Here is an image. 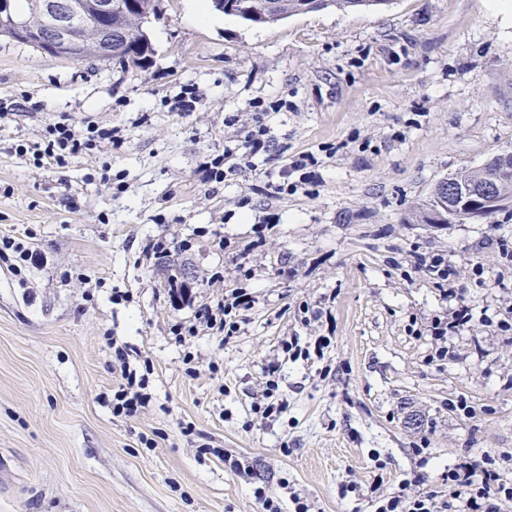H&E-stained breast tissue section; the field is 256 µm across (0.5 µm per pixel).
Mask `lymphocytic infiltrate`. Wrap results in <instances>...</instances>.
<instances>
[{"label": "lymphocytic infiltrate", "mask_w": 512, "mask_h": 512, "mask_svg": "<svg viewBox=\"0 0 512 512\" xmlns=\"http://www.w3.org/2000/svg\"><path fill=\"white\" fill-rule=\"evenodd\" d=\"M252 108L253 125L243 128L233 139L225 141L224 157L247 167L252 166L254 157H263L267 165L265 186L268 193L273 196L287 193L289 170H304L308 164L313 163L314 158L306 153L295 158L290 167H277L274 143L263 120L268 109L260 100L254 101ZM46 131L45 144L34 146L33 153L38 160L56 166L64 165L66 157L90 152L98 144L111 141L115 134L111 127L83 129L77 122L67 119L49 124ZM255 302V296L246 289H233L216 302L200 304L192 320L176 322L170 331L180 343L196 337L203 328L222 333L225 338H233L241 330L239 313L252 309ZM473 320L476 319L470 308L464 304L439 311L428 319L423 333L438 342V359L443 360L448 356L445 346L448 337L469 327ZM114 353L120 380L112 398V413L116 416H130L149 401L146 377L131 362L126 348L116 347ZM309 354V348L300 346L298 341L292 339L282 342L276 353L267 360L264 367L263 400L256 406L264 418L279 416L287 409V403L279 393L283 357L303 358ZM444 480L450 489L449 498H438L432 492L410 495L401 491L380 499L375 512H504L505 507L512 505V481L501 479L495 460L490 456H483L478 466L462 463L449 468Z\"/></svg>", "instance_id": "1"}]
</instances>
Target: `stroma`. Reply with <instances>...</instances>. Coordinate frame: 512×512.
Wrapping results in <instances>:
<instances>
[{"label": "stroma", "mask_w": 512, "mask_h": 512, "mask_svg": "<svg viewBox=\"0 0 512 512\" xmlns=\"http://www.w3.org/2000/svg\"><path fill=\"white\" fill-rule=\"evenodd\" d=\"M149 37L140 67L0 37V104H32L0 122V238L39 257L19 273L0 260V512H259V489L283 512L297 497L374 512L403 488L448 498V467L512 451V339L476 323L441 361L409 326L447 305L417 252L447 251L474 315L512 304V266L491 244L512 234V210L406 221L439 181L512 151V0H391L275 25L164 0ZM188 82L195 110H170ZM269 98L288 103L265 117L285 159L336 144L319 184L270 196L259 168L202 182L235 133L225 116ZM65 116L121 126L124 142L38 165L33 143ZM151 240L175 264L146 257ZM173 270L199 303L254 292L238 336L175 341L193 312L169 294ZM293 336L332 343L324 360H284L288 410L261 418L263 368ZM112 337L152 369L132 417L112 414Z\"/></svg>", "instance_id": "1"}]
</instances>
